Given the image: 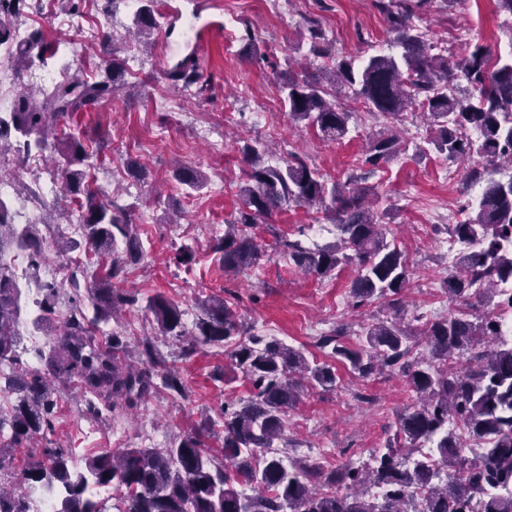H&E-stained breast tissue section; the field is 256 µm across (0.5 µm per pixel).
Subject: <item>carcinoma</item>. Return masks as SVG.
I'll list each match as a JSON object with an SVG mask.
<instances>
[{
  "label": "carcinoma",
  "instance_id": "obj_1",
  "mask_svg": "<svg viewBox=\"0 0 512 512\" xmlns=\"http://www.w3.org/2000/svg\"><path fill=\"white\" fill-rule=\"evenodd\" d=\"M428 3L375 0L400 51L371 55L360 64L351 56L331 55L318 21L305 19L294 50L330 55L333 67L322 75L282 72L280 92L289 119L315 128L328 141H342L350 133L352 112L339 102L343 92L390 120L387 133L367 148L364 164L374 168L400 152L397 122L415 106L440 153L452 161L477 160L464 178L482 186L479 203L465 219L447 226L448 234L466 245L447 280L446 292L457 307L436 320L415 316L407 321V257L380 224L366 191L352 186L351 179L345 185L329 182L299 156L282 166L270 165L268 149L256 142L239 147L245 163L242 207L212 246L224 270L250 268L264 257L252 232L258 219L295 205L322 211L332 221L337 231L332 244L307 246L284 237L278 246L306 275L324 278L354 266L355 304L382 301L386 318L367 325L363 344L349 346V327L338 325L320 336L316 347L349 362L362 379L385 372L405 379L414 403L397 415L396 431L385 447L363 461L330 469L290 456L287 449L296 444L285 435L288 410L307 386L336 387V373L299 349L251 332L222 296L200 300V314L190 326L178 302L163 294L149 298L146 309L153 317L154 336L139 341L138 367L127 360L118 332H108L106 344L93 334L117 311L137 302L135 295L112 288V280L143 257L129 208L113 199L99 200L84 183L93 132H63L75 113L103 104L125 84V61L108 35L101 41L103 59L94 81L64 78L40 89V102L20 92L12 112L0 116V148L9 147L19 162L33 152L56 153L64 160L60 192L84 197L77 220L84 246L110 257L104 273L70 282L75 298L63 313L57 311L60 287H41L36 300L41 315L34 324L44 327L47 340L37 352V369L20 360L21 289L10 278L8 265L0 264V392L16 395L11 410L0 416V470L6 450L52 429L56 384H75L83 397L82 415L96 420L118 407L135 410L162 390L187 400V383L162 358L155 337L173 341L183 360L201 345L222 347L233 339L228 366L241 372L251 389L237 408L224 409L220 454L208 444L213 427L194 425L165 448H106L86 458L82 467L74 463L70 449L44 448L42 458L17 475L18 483L59 489L55 512H103L89 489L107 486L120 491L117 512H512V340L500 337L499 317L493 314L495 309L512 310V293L501 288L512 281V178L495 177L499 166H512V52L493 56L476 43L439 53L413 23ZM29 7L28 0H0V45L22 67H44L58 53L59 43L47 40L42 30L31 31L25 46L10 48L11 29L4 18L19 17ZM133 25L147 37L160 28L154 0H144ZM166 75L201 91L207 85L192 54L171 65ZM461 80L467 84L462 95L457 92ZM470 130L478 136L471 138ZM173 178L193 191L206 184L201 170L186 166L175 168ZM120 238L122 252L115 249ZM44 245L33 225L17 229L0 203L1 256L21 251L36 269ZM413 336L422 337L427 355L413 352ZM451 419L484 443L480 456L462 453ZM425 447L442 466L443 476L420 458ZM367 485L381 493L366 494ZM247 486L252 493H246ZM413 488L427 490L423 502H416ZM267 490L274 496L266 495ZM0 512H27L25 497L0 488Z\"/></svg>",
  "mask_w": 512,
  "mask_h": 512
}]
</instances>
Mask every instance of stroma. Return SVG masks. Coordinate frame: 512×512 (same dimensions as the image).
Returning a JSON list of instances; mask_svg holds the SVG:
<instances>
[{
  "instance_id": "obj_1",
  "label": "stroma",
  "mask_w": 512,
  "mask_h": 512,
  "mask_svg": "<svg viewBox=\"0 0 512 512\" xmlns=\"http://www.w3.org/2000/svg\"><path fill=\"white\" fill-rule=\"evenodd\" d=\"M137 8V0H118L114 7L122 18L121 29L114 33L119 54L137 55L140 62L137 70L125 73L135 93L116 95L97 110L75 114L69 122L72 129H92L107 140L89 181L109 186L117 203L131 209L147 251L114 281L116 288L140 299L139 305L123 310L115 325L129 344L151 334V317L142 301L158 293L178 301L190 323L199 313V299L230 292L238 298L236 310L244 324L302 349L320 363L327 355L315 345L318 336L339 323L358 333L383 315L377 301L352 308L350 283L356 272L350 266L328 278L306 276L287 257L272 254L256 267L224 271L210 247L223 235L225 219L241 206L238 185L244 163L232 142L236 136L270 143V159L275 163L296 153L338 182L353 174L365 175L366 186L388 209L382 224L400 239L407 254L408 316L435 319L452 310L445 291L452 270L447 217L473 202L478 193L464 180V163L448 161L427 144L428 127L416 118L403 125L398 156L370 175L361 158L369 142L386 130L384 117L349 102L351 132L342 141L330 142L313 128L292 124L281 106L278 75L288 68L304 18L320 22L335 54L363 59L394 53L392 36L373 0H294L280 11L271 9L269 0H158V10L174 29L155 31L147 48L125 36ZM415 23L441 48L456 50L477 41L495 54L512 49V17L498 12L495 0H433ZM251 41L256 44L252 52L247 49ZM191 51L199 57L210 88L183 100L174 112L162 104L178 92L164 71L171 60ZM203 126L223 139V154H212L200 139L198 130ZM162 127L169 129V138L153 141L154 131ZM130 160L140 177L130 174L126 166ZM179 162L202 170L207 188L185 194L172 177ZM299 231L309 245L336 239V230L324 214L303 207L274 215L258 224L254 234L263 249L271 251L276 237ZM183 245L195 253L188 267L175 266L171 260ZM158 348L166 361L181 369L190 387L189 399L161 391L128 414L113 420L86 419L76 428L70 420L79 414L81 396L64 387L59 391L51 441L85 458L104 448L119 451L144 445L148 440L143 431L148 428L153 434L149 441L164 448L201 421L221 424V406L247 395L249 384L242 373L230 372L224 382H213L212 372L227 362L224 349L203 346L184 361L178 359L173 343L162 341ZM333 368L338 388L305 391L288 414L287 433L296 443L294 453L314 459L319 449L328 448L339 456L367 458L393 436L397 416L412 403V394L396 375L363 380L342 362H334ZM361 392L370 394L371 402H360Z\"/></svg>"
}]
</instances>
